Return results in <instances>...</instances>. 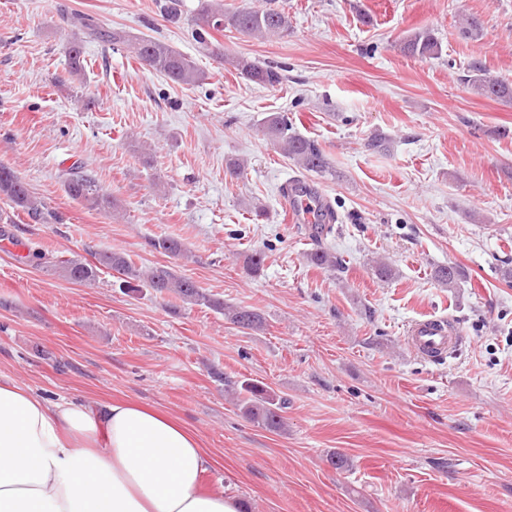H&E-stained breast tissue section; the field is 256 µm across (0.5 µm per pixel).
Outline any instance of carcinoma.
Instances as JSON below:
<instances>
[{"mask_svg": "<svg viewBox=\"0 0 512 512\" xmlns=\"http://www.w3.org/2000/svg\"><path fill=\"white\" fill-rule=\"evenodd\" d=\"M85 27L96 28L98 37L113 46L128 45L135 57L143 64L163 75L177 85H198L205 79L195 63L171 45L155 38H137L133 43L120 32L96 27L89 15L79 16ZM196 32L201 44L213 46L209 41L212 33L226 30L261 39L283 38L288 35V15L279 8H243L226 10L220 4L207 3L197 19ZM458 35L463 39H477L481 36L482 25L475 16H466L458 21ZM406 55L419 59L436 58L442 54V43L434 30L420 29L408 35L403 41ZM69 73L77 78L84 75V56L80 43L73 40L66 46ZM232 65L246 80L267 87L283 83L285 75L278 65L261 64L245 57H238ZM463 87L471 89L487 98L512 103V83L490 75L486 62L477 56L471 57L458 74ZM263 131L276 143L283 154L305 172L323 176L331 173L330 163L323 150L314 141L292 131L288 116L277 113L263 119ZM64 190L74 201L88 205L107 214H112L115 204L112 196L103 191L99 183L90 175L73 166L66 173ZM3 196L14 207L37 218L44 214L45 203L35 196L27 184L9 167L0 165V197ZM154 249L171 256H187V248L172 237H160L152 242ZM94 261L77 258L58 259L54 271L69 282L87 284L98 277L101 269H109L118 274L120 287L128 291L149 288L157 294L174 293L184 302L205 306L224 314L231 324L243 330H260L265 325L263 314L253 308L239 307L224 302V299L205 292L191 278L177 273L168 265H159L147 270L137 268L129 255L122 252L104 251L93 254ZM308 263L321 269L339 266L337 257L329 251L317 248L306 256ZM432 278L443 288H453L464 278L463 270L454 264L438 265ZM236 405L242 414L258 426L272 432L286 429L283 416L286 401L270 391L263 384L245 379L230 387Z\"/></svg>", "mask_w": 512, "mask_h": 512, "instance_id": "1", "label": "carcinoma"}]
</instances>
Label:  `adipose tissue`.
<instances>
[{"instance_id": "adipose-tissue-1", "label": "adipose tissue", "mask_w": 512, "mask_h": 512, "mask_svg": "<svg viewBox=\"0 0 512 512\" xmlns=\"http://www.w3.org/2000/svg\"><path fill=\"white\" fill-rule=\"evenodd\" d=\"M208 459L167 413L50 401L0 378V512H242L203 493Z\"/></svg>"}]
</instances>
